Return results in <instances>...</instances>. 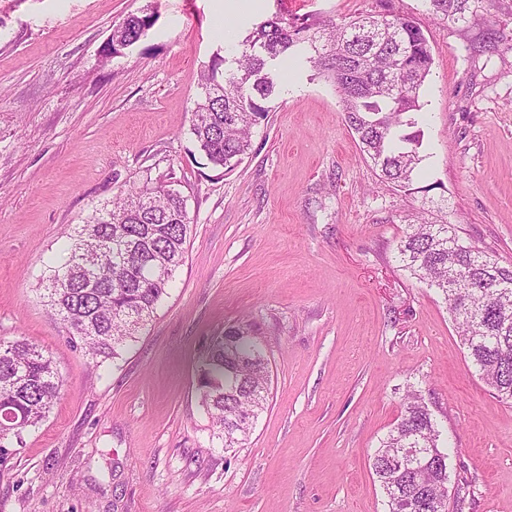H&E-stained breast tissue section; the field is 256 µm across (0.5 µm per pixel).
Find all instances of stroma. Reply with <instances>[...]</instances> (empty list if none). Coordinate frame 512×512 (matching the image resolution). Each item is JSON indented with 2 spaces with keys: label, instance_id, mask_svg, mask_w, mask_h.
<instances>
[{
  "label": "stroma",
  "instance_id": "obj_1",
  "mask_svg": "<svg viewBox=\"0 0 512 512\" xmlns=\"http://www.w3.org/2000/svg\"><path fill=\"white\" fill-rule=\"evenodd\" d=\"M387 9L420 23L434 58L416 193L380 177L332 82L289 58L243 163L207 164L190 124L216 50L275 11ZM150 11L146 36L107 55L113 24ZM162 181L187 201L185 262L136 341L94 364L46 303L51 268L113 196ZM421 216L512 266V0L476 25L426 0H0V336L38 343L65 379L0 474V512H387L369 463L410 390L451 447V485L475 489L462 512H512V405L397 258ZM242 324L271 395L231 453L196 364Z\"/></svg>",
  "mask_w": 512,
  "mask_h": 512
}]
</instances>
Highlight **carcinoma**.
<instances>
[{"instance_id":"obj_1","label":"carcinoma","mask_w":512,"mask_h":512,"mask_svg":"<svg viewBox=\"0 0 512 512\" xmlns=\"http://www.w3.org/2000/svg\"><path fill=\"white\" fill-rule=\"evenodd\" d=\"M448 22L481 18L492 0H428ZM153 13L116 24L106 51L137 44ZM281 56L302 57L336 88L360 151L397 187L411 190L423 160L421 90L433 56L421 27L389 10L345 24L316 14L275 12L255 24L227 57L216 50L201 75L190 133L224 173L247 155L251 134L277 96L272 70ZM190 238L186 201L165 184L112 201L76 232L49 276L48 305L93 359L114 358L154 316L183 265ZM453 225L418 220L398 247L403 267L448 302L467 358L500 401L512 404V267L473 247L456 248ZM268 359L243 327L222 330L202 359L199 397L211 436L224 451L245 446L268 408ZM64 385L51 354L19 337L0 338V466L23 433L42 423ZM388 512H448V452L431 411L410 392L401 420L371 457Z\"/></svg>"}]
</instances>
